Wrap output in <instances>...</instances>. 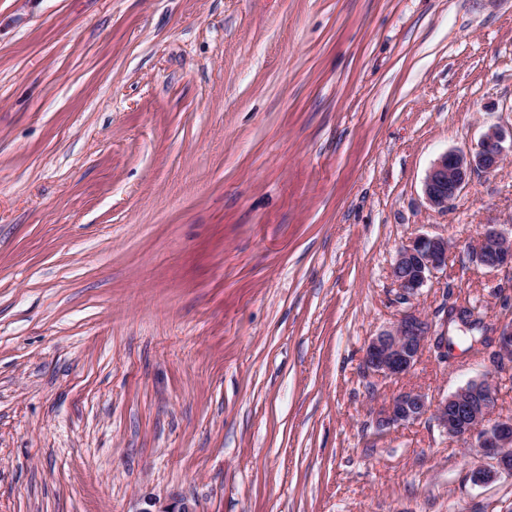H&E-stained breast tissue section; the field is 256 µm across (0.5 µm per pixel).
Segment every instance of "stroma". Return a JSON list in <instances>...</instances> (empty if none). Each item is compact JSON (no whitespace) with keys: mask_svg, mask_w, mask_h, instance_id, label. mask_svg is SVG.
<instances>
[{"mask_svg":"<svg viewBox=\"0 0 512 512\" xmlns=\"http://www.w3.org/2000/svg\"><path fill=\"white\" fill-rule=\"evenodd\" d=\"M512 127V0H0V512H512L414 389L512 367L446 309L512 319V154L448 210L443 152ZM447 237L411 294L397 250ZM412 311L456 343L363 366ZM474 257L487 269L507 267L512 264V237L489 225L478 240ZM143 503L146 506L136 512H196L194 505L184 497L173 496L162 502L156 497L147 496L143 498Z\"/></svg>","mask_w":512,"mask_h":512,"instance_id":"obj_1","label":"stroma"}]
</instances>
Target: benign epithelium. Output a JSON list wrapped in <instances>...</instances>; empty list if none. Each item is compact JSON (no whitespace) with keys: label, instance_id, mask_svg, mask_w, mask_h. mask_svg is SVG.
I'll return each mask as SVG.
<instances>
[{"label":"benign epithelium","instance_id":"7a95c632","mask_svg":"<svg viewBox=\"0 0 512 512\" xmlns=\"http://www.w3.org/2000/svg\"><path fill=\"white\" fill-rule=\"evenodd\" d=\"M506 135L497 128L488 129L473 151L449 150L441 154L429 169L424 181L427 203L446 211L468 184L472 173L493 171L512 152L505 146ZM448 239L418 235L402 245L392 266L398 288L412 293L424 286L433 275L448 266ZM476 262L487 269L512 264V237L496 226H488L474 251ZM430 335L428 323L409 312L380 331L367 343L363 363L366 369L382 378L408 375L424 352ZM497 366L512 360V321L502 325L497 337ZM430 419L449 437L477 439L482 455L494 459V467L476 465L472 480L484 483L499 473L512 475V418L496 415L493 375L469 381L455 392L430 399L408 390L396 395L379 414L378 424L388 428L401 423ZM144 507L137 512H196L188 499L173 496L167 501L143 498Z\"/></svg>","mask_w":512,"mask_h":512}]
</instances>
